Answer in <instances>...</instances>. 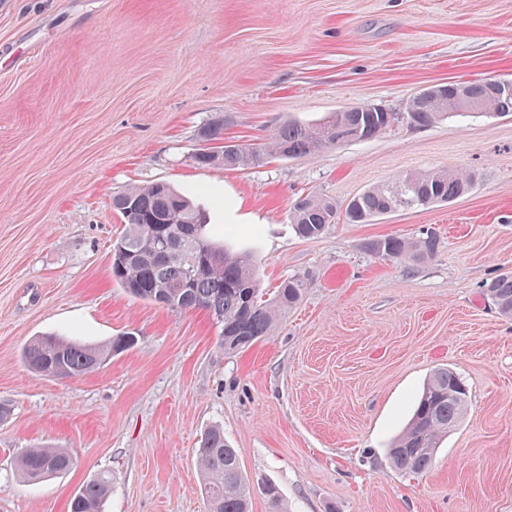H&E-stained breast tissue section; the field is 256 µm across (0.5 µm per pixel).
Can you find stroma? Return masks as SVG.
<instances>
[{"label": "stroma", "instance_id": "1", "mask_svg": "<svg viewBox=\"0 0 512 512\" xmlns=\"http://www.w3.org/2000/svg\"><path fill=\"white\" fill-rule=\"evenodd\" d=\"M512 81V0H0V512H69L112 478L103 512H208L200 440L238 448L251 512H512V317L484 293L512 273V115L402 120L429 86ZM381 104L378 137L260 167L198 165ZM220 123L223 139L202 128ZM476 171L463 195L303 240L295 202L347 204L406 172ZM166 183L254 252L261 287L303 279L300 303L225 352L202 310L132 298L112 278L114 195ZM434 231L428 262L371 242ZM136 345L74 379L35 373L32 339ZM467 414L423 474L389 448L437 368ZM62 448L66 473L25 482L16 460ZM279 503H271L267 485ZM110 485L111 478L107 475L83 485L70 501V512H102Z\"/></svg>", "mask_w": 512, "mask_h": 512}]
</instances>
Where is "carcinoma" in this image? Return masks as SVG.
<instances>
[{"instance_id":"obj_1","label":"carcinoma","mask_w":512,"mask_h":512,"mask_svg":"<svg viewBox=\"0 0 512 512\" xmlns=\"http://www.w3.org/2000/svg\"><path fill=\"white\" fill-rule=\"evenodd\" d=\"M498 80L448 83L437 91L417 94L409 121L418 126L435 123L448 114H460L461 104L476 112L512 114V94L497 90ZM398 119L395 112H373L366 105L341 113L348 129L360 131L362 139L380 135ZM320 125L290 123L276 129L260 148L239 144L224 146L223 157H197L202 166H260L273 155L301 157L337 145L319 136ZM477 180L474 171L444 167L424 173H409L370 188L340 208L316 196L298 200L290 212L295 234L317 239L332 224H366L373 218L400 208H418L448 203L465 193ZM126 232L118 240L125 248L112 255V277L136 299L153 304L164 298L166 308L176 312L204 310L222 325L224 351L234 353L250 347L266 335L277 319L300 301L304 282L299 277L283 281L265 299L258 284L257 265L250 251L231 253L224 245L223 228L209 223L204 210L167 184L129 189L112 199ZM204 241L218 254L205 263L206 255L195 252L191 238ZM374 252L388 258L408 257L418 262L432 259L437 238L428 234L415 241L387 237L371 244ZM498 311L512 317V274L501 275L485 288ZM131 336H120L111 347L100 348L57 335L41 336L24 349L27 366L38 373L73 378L91 372L115 348L134 345ZM460 376L442 367L424 384L406 428L390 448L392 466L405 473L421 474L432 466L440 441L453 431L467 410L468 394ZM205 475L203 485L210 512H250V491L243 476L238 451L220 428L209 430L198 451ZM72 457L63 449H34L19 462L31 481L61 474L71 468ZM111 478L102 475L83 485L70 501V512H102Z\"/></svg>"}]
</instances>
